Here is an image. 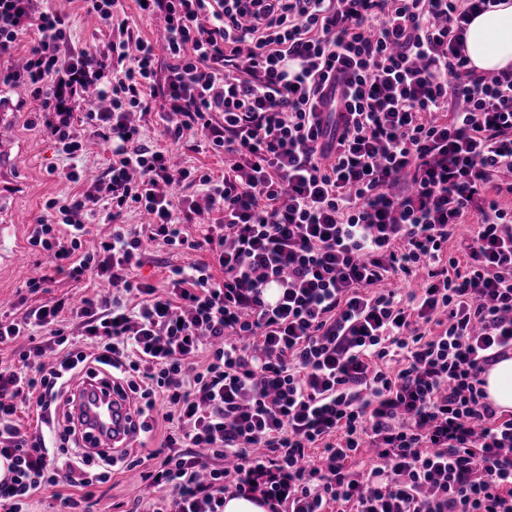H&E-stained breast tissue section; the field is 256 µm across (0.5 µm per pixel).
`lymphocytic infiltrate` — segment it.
Instances as JSON below:
<instances>
[{"instance_id": "lymphocytic-infiltrate-1", "label": "lymphocytic infiltrate", "mask_w": 512, "mask_h": 512, "mask_svg": "<svg viewBox=\"0 0 512 512\" xmlns=\"http://www.w3.org/2000/svg\"><path fill=\"white\" fill-rule=\"evenodd\" d=\"M83 2L107 44L71 47L43 0H0V57L25 52L0 88L39 103L32 124L68 181L86 135L108 153L101 179L46 201L28 244L110 286L0 323V345L40 328L63 350L0 363V512L62 481L78 493L61 512H88L94 480L148 458L162 494L142 512H224L230 491L281 512H512V412L483 379L512 354V69L479 72L465 54L471 18L498 0H146L161 58L119 0ZM156 94L168 137L234 155L223 176L144 142L131 115ZM204 206L214 219L190 234ZM136 210L151 218L139 231L124 222ZM96 215L112 232L89 250ZM147 239L212 259L159 289L133 277ZM395 272L421 288L385 287ZM71 318L94 353L67 349ZM97 372L135 397L139 433L159 416L172 429L94 476L60 410ZM18 397L35 402L37 435L15 421Z\"/></svg>"}]
</instances>
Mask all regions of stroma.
<instances>
[{
  "instance_id": "obj_1",
  "label": "stroma",
  "mask_w": 512,
  "mask_h": 512,
  "mask_svg": "<svg viewBox=\"0 0 512 512\" xmlns=\"http://www.w3.org/2000/svg\"><path fill=\"white\" fill-rule=\"evenodd\" d=\"M50 4L67 16L73 46L103 44L111 39L108 28L88 24L82 0H50ZM10 98L9 128L22 188L17 193L0 197V319L5 321L21 318L24 308L19 303L20 297H27L32 304L48 297L78 302L93 295L98 287L92 280L74 282L58 275L47 292L35 296L26 293V282L46 266L44 257L29 247V226L41 215L47 199L74 194L77 187L60 175L64 162L57 157L52 143L29 124L35 102L26 100L20 89L11 92ZM141 124L146 140L165 150L177 166L203 167L214 175L223 174V157L198 149L192 133H185L180 140H172L164 133V121L155 113L143 117ZM207 258L204 252L187 254L159 242H149L145 245L143 264L137 269L136 276L162 288L170 268ZM142 473V467L138 466L115 473L109 481L96 483L92 488L91 512H115L114 506L118 503L131 507L134 499L142 494Z\"/></svg>"
}]
</instances>
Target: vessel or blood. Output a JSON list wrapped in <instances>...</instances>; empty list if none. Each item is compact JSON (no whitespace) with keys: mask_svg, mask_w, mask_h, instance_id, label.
Returning a JSON list of instances; mask_svg holds the SVG:
<instances>
[{"mask_svg":"<svg viewBox=\"0 0 512 512\" xmlns=\"http://www.w3.org/2000/svg\"><path fill=\"white\" fill-rule=\"evenodd\" d=\"M7 125V104L0 100V189L17 169L12 143L3 134ZM71 406L76 437L90 458L118 457L133 441L138 423L134 402L111 379H85L73 388Z\"/></svg>","mask_w":512,"mask_h":512,"instance_id":"1","label":"vessel or blood"}]
</instances>
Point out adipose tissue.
Listing matches in <instances>:
<instances>
[{
	"label": "adipose tissue",
	"instance_id": "adipose-tissue-1",
	"mask_svg": "<svg viewBox=\"0 0 512 512\" xmlns=\"http://www.w3.org/2000/svg\"><path fill=\"white\" fill-rule=\"evenodd\" d=\"M465 52L477 70L512 68V0L473 18L467 27Z\"/></svg>",
	"mask_w": 512,
	"mask_h": 512
}]
</instances>
